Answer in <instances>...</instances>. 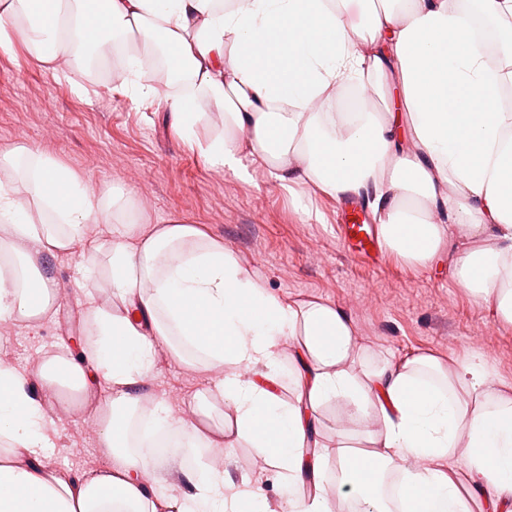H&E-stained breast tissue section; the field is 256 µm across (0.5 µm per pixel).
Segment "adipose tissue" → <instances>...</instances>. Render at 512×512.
Here are the masks:
<instances>
[{
  "mask_svg": "<svg viewBox=\"0 0 512 512\" xmlns=\"http://www.w3.org/2000/svg\"><path fill=\"white\" fill-rule=\"evenodd\" d=\"M17 35L26 64L55 75L112 43L115 80L152 96L139 50L160 47L188 84L162 96L181 139L194 140L198 97L222 115L207 163L237 172L248 155L280 185L363 200L413 266L461 244L452 278L512 323V0H0V50ZM352 84L375 89L377 110L334 111ZM123 197L47 152L0 148V322L39 329L63 256L86 316L81 358L0 361V512H335L350 499L367 512H512L511 386L467 359H375L344 308L272 292L221 239L137 223ZM103 286L120 310L100 302ZM161 348L213 378L181 405L154 402L156 432L142 437ZM335 398V440L310 442ZM52 405L90 408L99 466H45ZM358 427L368 449L351 446ZM162 435L211 453L247 443L257 475L238 484L203 459L187 469L177 449L160 463Z\"/></svg>",
  "mask_w": 512,
  "mask_h": 512,
  "instance_id": "adipose-tissue-1",
  "label": "adipose tissue"
}]
</instances>
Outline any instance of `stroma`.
Returning a JSON list of instances; mask_svg holds the SVG:
<instances>
[{
	"instance_id": "1",
	"label": "stroma",
	"mask_w": 512,
	"mask_h": 512,
	"mask_svg": "<svg viewBox=\"0 0 512 512\" xmlns=\"http://www.w3.org/2000/svg\"><path fill=\"white\" fill-rule=\"evenodd\" d=\"M23 48L0 52V147L47 150L98 188L124 187L142 222L179 218L222 239L270 290L344 308L362 345L384 357L430 351L486 365L512 385V323L493 320L452 278L448 257L428 268L384 251L380 263L355 257L338 234L347 208L314 185L282 187L252 163L234 173L208 165L184 144L163 103L100 77L98 96L77 95L86 70L54 78L26 65ZM62 283L57 312L38 333L0 326V351L28 367L39 351L84 334V305L72 260L55 263ZM208 380L172 357H157L149 384L156 399L179 403ZM59 470L80 472L97 460L95 425L86 415L60 414Z\"/></svg>"
}]
</instances>
